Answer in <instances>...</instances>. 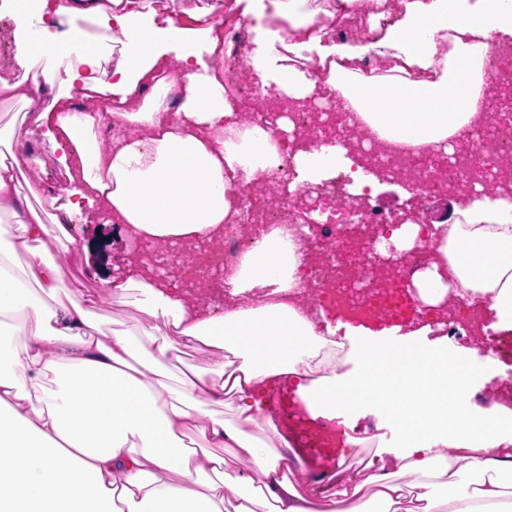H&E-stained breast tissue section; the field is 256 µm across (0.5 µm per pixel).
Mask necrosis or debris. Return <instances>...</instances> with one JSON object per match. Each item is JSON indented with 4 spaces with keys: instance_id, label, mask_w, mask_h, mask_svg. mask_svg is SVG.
<instances>
[{
    "instance_id": "4bbe7bcc",
    "label": "necrosis or debris",
    "mask_w": 512,
    "mask_h": 512,
    "mask_svg": "<svg viewBox=\"0 0 512 512\" xmlns=\"http://www.w3.org/2000/svg\"><path fill=\"white\" fill-rule=\"evenodd\" d=\"M327 5V13L315 25L333 41L373 40L372 15H379L376 23L384 27L399 12V0H385L380 9L374 0H327ZM213 20L222 35L219 60L244 62L248 21H228L220 10ZM246 96L253 104L246 122L266 129L277 146L280 167L274 200L264 202L265 186L250 179L248 167H240V216L199 244L160 247L139 241L138 253L148 257L149 268L160 269L187 293L203 297L221 285L223 270L273 228L284 225L304 251L302 286L289 292L288 301L316 317L318 332H325L327 315L366 325H403L422 318L434 326L445 323L463 329L483 356L512 354V335L490 328L484 306L453 294L430 306L414 290V275L434 249L423 210L395 213L382 208L372 188L357 183L348 171L316 183L295 180L296 141L301 138L312 148L342 146L354 165L377 175L390 172L395 180L413 185L423 199L448 193L462 200L476 193L512 196V124L499 118L496 100H489L487 112L471 126L467 140L454 136L442 147L382 141L357 113L341 109L335 91L309 110L291 108L286 96L254 83L247 85ZM284 118L292 123L291 131L282 129ZM398 224L418 225L419 232L412 257L394 266L383 260L378 245L391 237ZM281 413L290 426L304 433L322 460L336 459L341 438L335 422L308 418L294 402Z\"/></svg>"
}]
</instances>
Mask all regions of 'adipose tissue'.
Returning <instances> with one entry per match:
<instances>
[{
	"instance_id": "ef3b65f1",
	"label": "adipose tissue",
	"mask_w": 512,
	"mask_h": 512,
	"mask_svg": "<svg viewBox=\"0 0 512 512\" xmlns=\"http://www.w3.org/2000/svg\"><path fill=\"white\" fill-rule=\"evenodd\" d=\"M258 38L249 71L297 99L321 84L300 67L331 61L324 85L380 138L427 145L458 136L485 109L484 64L492 38H512V0H401L398 19L371 42L326 39L314 29L318 0H230ZM208 6L162 15L152 0H31L16 8L15 61L0 78V105L31 106L57 88L36 123H48L62 161L75 168L69 202L23 188L39 157L15 151L24 123L0 127V512H512V421L462 390L467 362L448 336L420 325L382 338L348 328L351 371L322 356L326 339L282 301L299 287L300 257L287 228L265 235L227 276L236 303L217 315L185 298L172 279L129 263L113 301L143 316L137 330L100 328L97 299L65 279L45 241L73 243L70 215L105 208L153 243L206 236L235 213L238 169L269 181L279 166L268 133L244 122L224 94L217 27ZM305 29L289 40L275 20ZM387 73L350 62L371 50ZM154 94H147V87ZM175 89V103L157 87ZM82 88L87 110L67 102ZM119 105L123 134L103 144L98 109ZM299 178L348 165L341 147H300ZM460 219L437 224L435 258L415 286L429 304L447 291L487 301L512 329V199L475 196ZM22 259L25 280L8 270ZM22 335L20 345L10 338ZM210 351L211 366L174 376L178 346ZM406 364L392 370L393 358ZM289 382L312 417L342 420L343 405L382 406L400 445L398 472L365 483L337 476L314 495L292 479L304 466L247 431L277 384ZM231 400L235 421L215 406ZM372 487L371 510L359 505Z\"/></svg>"
}]
</instances>
